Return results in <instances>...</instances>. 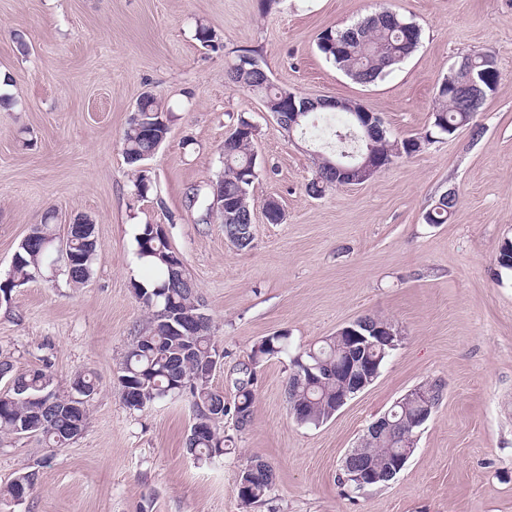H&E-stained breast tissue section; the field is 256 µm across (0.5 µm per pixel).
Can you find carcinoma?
<instances>
[{"mask_svg":"<svg viewBox=\"0 0 512 512\" xmlns=\"http://www.w3.org/2000/svg\"><path fill=\"white\" fill-rule=\"evenodd\" d=\"M410 20L388 8L358 21L346 28L328 29L320 34L317 47L326 60L353 80L370 84L384 76L396 65L409 58L418 48L421 32L410 33L405 25ZM497 65L495 55L478 51L469 55V68L475 72L491 71ZM259 61L245 50L238 55L235 63L229 65L226 77L229 83L247 91L265 95L266 107L270 111L288 112V95L291 91L274 86L268 75L256 67ZM458 87L448 89L445 84L437 87L433 110L432 134L449 137L457 131V125L467 114L469 102L478 97L474 89L467 86V72L457 76ZM336 112L346 116V120L330 130L329 140L334 144L333 152L318 158L315 178L308 186V192L320 195L326 189L338 186L339 175L330 165L335 157L343 154H357L366 151L367 140L354 112L347 105L336 108ZM325 110L310 112L294 127L288 123L280 127L288 133L302 136L311 134L314 125L312 117H321ZM173 115L161 100L151 94L140 98L133 111L122 137V153L126 164L134 173L133 185L139 196H146L152 189L151 178L140 165L143 157L155 154L157 139H167ZM256 127L241 116L224 141V170L211 187L224 193V205L235 204L237 213L247 217L253 214L250 189L257 178L254 142ZM376 153L390 160L403 153L410 156L418 151L419 138L409 137L392 140L387 133L375 131L372 137ZM455 204L438 201L426 214L429 224L448 222ZM135 234L138 258L153 273L151 286H134L135 294L148 310L152 328L139 334L128 349L118 376L120 398L131 410H142L172 396V384H190L188 400L193 414L207 412L208 424L198 433L187 447V453L198 461L211 462L226 453L224 439V416L233 413L240 426L247 425L253 416L255 395L253 372L245 371L241 385L236 388L233 407L224 404V394L212 388L210 382L195 381L202 361L209 357L224 358L218 352L209 333L210 318H205L197 326L194 336H180L171 331V325L179 324L178 318L203 312L193 284L184 269L171 266L173 250L167 236L155 224H140ZM35 241L27 246H19V260L12 263L8 285L14 288L37 278V271L51 267L57 260L55 217L48 211L35 228ZM288 334L282 332L264 337L256 344L250 358L254 365L288 352ZM315 352L323 361H336V340H324L319 346L304 350L300 357L307 362L312 360L310 352ZM299 364L291 360V373L286 382L287 397L300 398L305 403L307 416L305 425H318L327 419L336 401L338 383H320L300 379L297 376ZM12 364L0 361V380L10 377L9 386L0 393V434L31 435L42 438L51 449L64 447L80 435L86 428L90 416V406L96 394L94 381L79 375L70 386L79 385L84 390L83 411L73 415L70 410V392L62 391L54 385L52 374L46 369L33 370L28 374L11 375ZM398 423L393 433L394 442L383 441L369 445V456L376 467H386L409 439L404 428L406 419L415 414L414 407H394ZM37 480L34 471L20 473L9 485L0 488V501L13 502L18 489L24 486L33 489ZM275 487L274 470L252 479L240 472L237 495L244 506L263 501Z\"/></svg>","mask_w":512,"mask_h":512,"instance_id":"cac0c4a2","label":"carcinoma"}]
</instances>
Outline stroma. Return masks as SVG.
Returning <instances> with one entry per match:
<instances>
[{"label":"stroma","instance_id":"stroma-1","mask_svg":"<svg viewBox=\"0 0 512 512\" xmlns=\"http://www.w3.org/2000/svg\"><path fill=\"white\" fill-rule=\"evenodd\" d=\"M388 6L421 29L418 50L382 79L360 84L318 51L319 35ZM212 29L216 48L195 38ZM24 38L27 53L16 47ZM253 50L274 85L307 98L356 100L390 137H419L433 121L437 85L474 51L496 55L495 93L455 135L395 160L370 181L312 196L313 138L288 135L261 95L225 71ZM174 118L137 196L122 136L144 93ZM0 282L31 225L46 211L65 233L92 217L102 248L87 284L48 272L0 304V357L14 373L48 368L60 389L80 373L97 392L83 433L50 451L39 438L0 437V487L36 472L22 503L0 512H512V273L496 255L512 239V0H0ZM257 128L251 187L253 242L237 249L219 223L188 208V187L223 170L237 116ZM444 224L426 213L445 193ZM284 213L270 223L263 205ZM162 225L211 319L224 353L213 388L232 401L251 349L277 332L290 352L254 371L252 421L224 419L230 451L189 456L187 397L133 411L122 402L121 363L150 319L133 285L149 272L135 224ZM401 339L379 377L326 422L288 410L290 353L365 316ZM443 397L416 449L389 483L347 493L339 477L367 426L410 390ZM270 464L267 501L243 506L236 484L248 461Z\"/></svg>","mask_w":512,"mask_h":512}]
</instances>
